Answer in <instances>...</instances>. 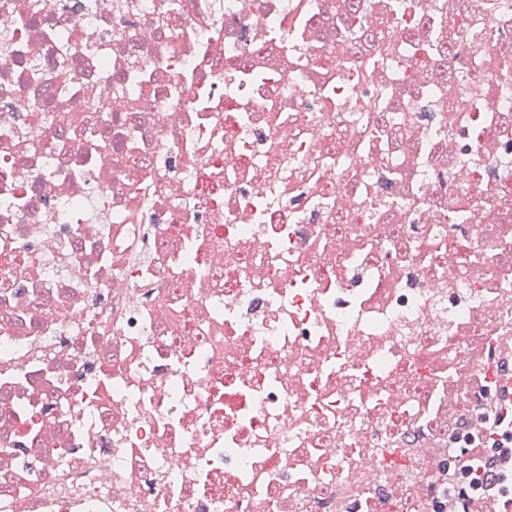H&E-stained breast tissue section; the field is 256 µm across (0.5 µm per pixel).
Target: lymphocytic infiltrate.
<instances>
[{
    "mask_svg": "<svg viewBox=\"0 0 512 512\" xmlns=\"http://www.w3.org/2000/svg\"><path fill=\"white\" fill-rule=\"evenodd\" d=\"M478 435L466 448L449 437L443 453L447 464L438 471L446 494L438 512H484L495 502L497 512H512V399L493 393L477 406Z\"/></svg>",
    "mask_w": 512,
    "mask_h": 512,
    "instance_id": "obj_1",
    "label": "lymphocytic infiltrate"
}]
</instances>
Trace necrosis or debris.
Wrapping results in <instances>:
<instances>
[{"instance_id": "necrosis-or-debris-1", "label": "necrosis or debris", "mask_w": 512, "mask_h": 512, "mask_svg": "<svg viewBox=\"0 0 512 512\" xmlns=\"http://www.w3.org/2000/svg\"><path fill=\"white\" fill-rule=\"evenodd\" d=\"M171 2L0 0V512H420L512 347V0Z\"/></svg>"}]
</instances>
